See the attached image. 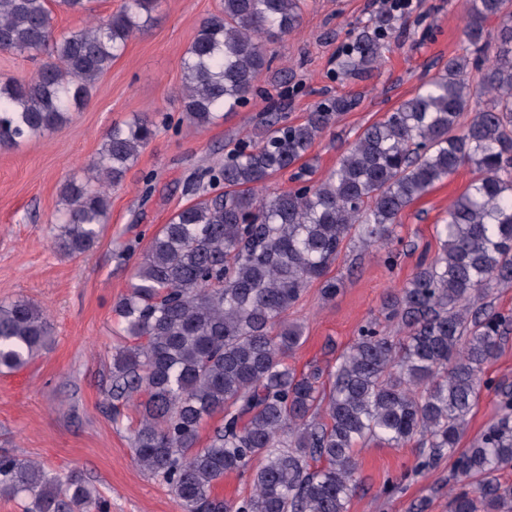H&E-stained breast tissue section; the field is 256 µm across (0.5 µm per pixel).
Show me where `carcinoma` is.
<instances>
[{
    "label": "carcinoma",
    "instance_id": "1",
    "mask_svg": "<svg viewBox=\"0 0 512 512\" xmlns=\"http://www.w3.org/2000/svg\"><path fill=\"white\" fill-rule=\"evenodd\" d=\"M159 0H125L108 18L94 0H0V51L48 61L27 81L0 77V149L43 138L86 105L98 78ZM86 16L83 26L47 35L52 7ZM307 0H222L202 20L181 60L182 119L206 129L241 108L271 46L299 30ZM468 48L383 120L363 129L319 180L272 192L269 181L304 159L353 103L336 97L303 122L264 117L224 160L202 170L196 200L152 236L129 290L113 308L122 325L104 391L111 420L131 410L132 459L169 487L182 512H348L360 464L356 447L417 442L426 468L455 458L449 512H512V388L484 378L512 316L488 304L512 284V0H466ZM394 16L357 31L342 54L343 75L372 71ZM495 20L491 30L488 22ZM480 74L471 79L472 72ZM156 122L135 113L107 133L88 176L63 184L55 248L89 251L107 223L110 190L154 138ZM480 172L436 227L438 252L389 291L385 319L362 326L329 370L297 372L288 353L305 325L283 315L312 282L322 297L340 287L325 278L344 247L386 249L401 214L461 166ZM54 342L44 311L17 299L0 303V371L20 370ZM500 415L471 447L458 450L466 417L483 390ZM218 418L208 443L199 431ZM228 472L248 474L250 492L224 498ZM0 498L23 512H109L93 481L65 478L40 463L0 454Z\"/></svg>",
    "mask_w": 512,
    "mask_h": 512
}]
</instances>
